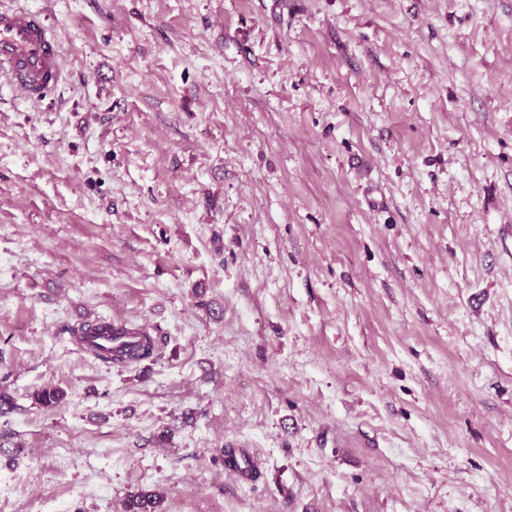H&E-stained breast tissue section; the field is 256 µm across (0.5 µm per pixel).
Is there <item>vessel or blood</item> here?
<instances>
[{
    "mask_svg": "<svg viewBox=\"0 0 512 512\" xmlns=\"http://www.w3.org/2000/svg\"><path fill=\"white\" fill-rule=\"evenodd\" d=\"M61 78L60 45L48 17L23 7H1L0 79L36 103Z\"/></svg>",
    "mask_w": 512,
    "mask_h": 512,
    "instance_id": "vessel-or-blood-1",
    "label": "vessel or blood"
}]
</instances>
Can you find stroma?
I'll list each match as a JSON object with an SVG mask.
<instances>
[{
    "label": "stroma",
    "mask_w": 512,
    "mask_h": 512,
    "mask_svg": "<svg viewBox=\"0 0 512 512\" xmlns=\"http://www.w3.org/2000/svg\"><path fill=\"white\" fill-rule=\"evenodd\" d=\"M1 4L0 512H512V0ZM0 79L32 103L62 79L60 45L46 15L1 6ZM134 334L136 336H114L115 334ZM84 348L90 352L97 360L103 363H118L127 364L126 362H133L152 357L158 350L157 340L149 333H145L139 329L127 328L125 325L116 326L112 323L93 321L87 323L74 332ZM100 336H112L100 338L95 342L103 345L112 346V348H105L94 344V338ZM137 347L130 351H114L112 349L129 348L139 341ZM91 339V340H90Z\"/></svg>",
    "instance_id": "1"
}]
</instances>
